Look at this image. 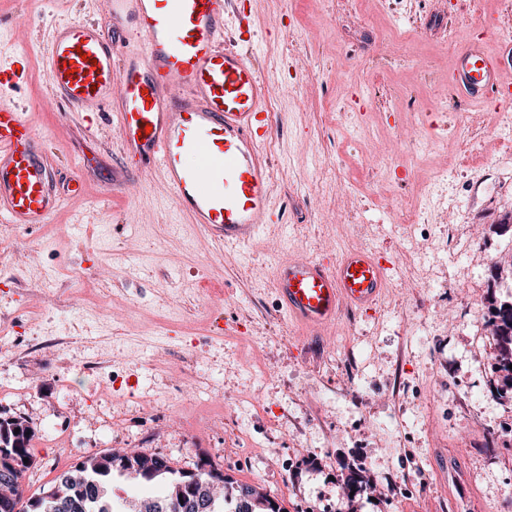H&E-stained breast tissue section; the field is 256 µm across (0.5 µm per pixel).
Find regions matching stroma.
<instances>
[{"instance_id": "stroma-1", "label": "stroma", "mask_w": 512, "mask_h": 512, "mask_svg": "<svg viewBox=\"0 0 512 512\" xmlns=\"http://www.w3.org/2000/svg\"><path fill=\"white\" fill-rule=\"evenodd\" d=\"M277 128L264 150L283 219L248 249L185 223L113 117L40 111L57 181L86 180L54 223L0 258V415L35 432L24 498L78 459L135 449L210 462L283 512H512V390L476 340L512 253V104L445 86L457 46L497 52L512 0H239ZM107 0H17L0 63L37 60L53 27ZM437 142L427 158L418 140ZM126 185L106 190L113 169ZM418 223H407L409 212ZM363 248L386 267L371 310L313 335L283 312L278 259ZM224 303L209 306L207 295ZM376 486L349 498V470Z\"/></svg>"}]
</instances>
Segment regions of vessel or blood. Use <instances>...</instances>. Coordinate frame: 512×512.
<instances>
[{
	"label": "vessel or blood",
	"instance_id": "obj_1",
	"mask_svg": "<svg viewBox=\"0 0 512 512\" xmlns=\"http://www.w3.org/2000/svg\"><path fill=\"white\" fill-rule=\"evenodd\" d=\"M111 32L95 21H62L42 50L50 99L82 116L86 127L113 108L126 152L141 171L159 169L179 211L222 246H245L276 216L262 146L273 130L268 90L248 51L256 40L235 0H108ZM234 17L240 40L224 44ZM31 69L28 57L0 65V86ZM512 51L492 55L482 37L455 51L448 87L483 103L505 96L501 79ZM48 141L32 113L0 103V220L47 224L65 195L85 191L71 175L66 193L54 188ZM281 305L292 321L321 332L342 312L374 306L384 268L367 250L336 264L284 258L273 269Z\"/></svg>",
	"mask_w": 512,
	"mask_h": 512
}]
</instances>
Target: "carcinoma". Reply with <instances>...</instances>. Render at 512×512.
I'll return each instance as SVG.
<instances>
[{"instance_id":"cac0c4a2","label":"carcinoma","mask_w":512,"mask_h":512,"mask_svg":"<svg viewBox=\"0 0 512 512\" xmlns=\"http://www.w3.org/2000/svg\"><path fill=\"white\" fill-rule=\"evenodd\" d=\"M488 332L496 342V365L503 385L512 388V299L499 302L492 307L488 321ZM34 431L27 418L0 417V447L14 448L10 456H0V500L22 498L21 480L31 467L24 459L31 458L30 443ZM79 476L65 472L66 478L55 479L47 489V495L30 501L27 512H62L59 505L74 498V487L85 488V496L76 500V506L68 512H224V501L228 495L219 498L214 495L212 483L224 485L228 481L213 476L214 469L199 467L197 481L190 486L184 481L191 475L180 473L168 465V460L158 454L127 455L105 452L84 457ZM128 474L136 479L152 481L165 474L173 475L166 494L161 498L143 497L129 503L125 508H116L110 495L109 486L114 475ZM253 499L252 512H277L271 500L259 493L255 487L246 486Z\"/></svg>"}]
</instances>
